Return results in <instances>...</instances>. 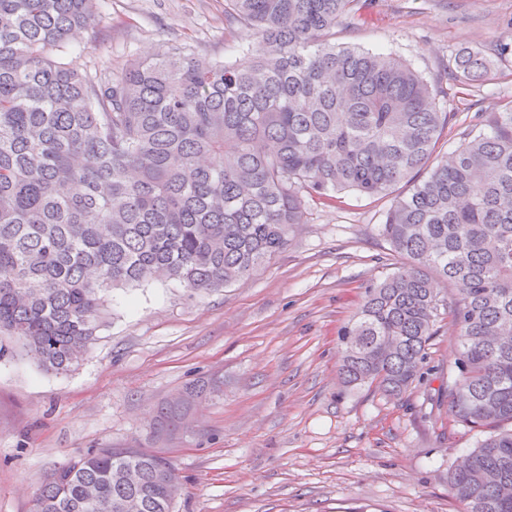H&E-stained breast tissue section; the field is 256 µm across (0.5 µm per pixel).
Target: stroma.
Returning <instances> with one entry per match:
<instances>
[{
  "mask_svg": "<svg viewBox=\"0 0 512 512\" xmlns=\"http://www.w3.org/2000/svg\"><path fill=\"white\" fill-rule=\"evenodd\" d=\"M226 0H103L97 37L79 33L106 73L177 43L239 60ZM336 42L407 59L426 79L465 48L497 53L469 85L449 80L440 151L481 113L512 104V0H366ZM389 198L310 199L285 251L223 288L153 280L109 294L79 364L45 371L0 338V512H30L44 475L71 455L142 448L175 466L173 512H463L448 472L481 439L456 422L447 319L422 376L398 397L339 376V334L367 288L397 261L378 226ZM211 391L188 428L153 434L158 407L193 381Z\"/></svg>",
  "mask_w": 512,
  "mask_h": 512,
  "instance_id": "1",
  "label": "stroma"
}]
</instances>
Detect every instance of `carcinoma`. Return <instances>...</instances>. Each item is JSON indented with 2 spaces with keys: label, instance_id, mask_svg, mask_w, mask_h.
Listing matches in <instances>:
<instances>
[{
  "label": "carcinoma",
  "instance_id": "cac0c4a2",
  "mask_svg": "<svg viewBox=\"0 0 512 512\" xmlns=\"http://www.w3.org/2000/svg\"><path fill=\"white\" fill-rule=\"evenodd\" d=\"M256 44L243 64L166 46L108 75L73 35L98 0H0V333L46 371L85 353L114 288L163 274L222 288L284 250L306 198L392 196L380 232L398 257L340 337L342 379L402 395L420 377L442 300L456 421L485 433L448 472L464 512H512V105L434 165L448 112L410 63L331 42L358 0H227ZM478 81L494 60L454 55ZM403 184L406 191L393 195ZM205 385L158 411L182 425ZM170 461L139 448L69 458L33 512H172Z\"/></svg>",
  "mask_w": 512,
  "mask_h": 512
}]
</instances>
